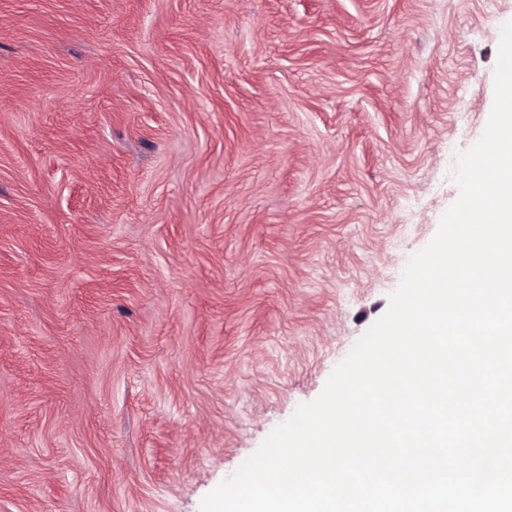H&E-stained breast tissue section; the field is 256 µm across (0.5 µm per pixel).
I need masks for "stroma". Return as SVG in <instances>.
Returning a JSON list of instances; mask_svg holds the SVG:
<instances>
[{"label":"stroma","mask_w":512,"mask_h":512,"mask_svg":"<svg viewBox=\"0 0 512 512\" xmlns=\"http://www.w3.org/2000/svg\"><path fill=\"white\" fill-rule=\"evenodd\" d=\"M512 0H0V512H200L457 200Z\"/></svg>","instance_id":"stroma-1"}]
</instances>
